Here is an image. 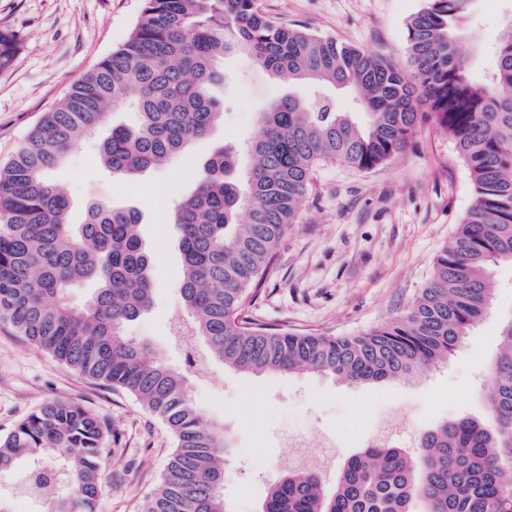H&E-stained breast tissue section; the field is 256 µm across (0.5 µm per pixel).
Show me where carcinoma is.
I'll use <instances>...</instances> for the list:
<instances>
[{"label":"carcinoma","mask_w":512,"mask_h":512,"mask_svg":"<svg viewBox=\"0 0 512 512\" xmlns=\"http://www.w3.org/2000/svg\"><path fill=\"white\" fill-rule=\"evenodd\" d=\"M469 0H425L407 21L409 69L333 38L281 24L255 0H145L129 39L43 113L0 166V321L55 362L121 388L155 414L174 440L141 512H228L223 429L204 417L185 375L125 326L153 304L152 259L134 208L97 203L83 223L50 178L80 138L138 92L139 123L117 125L99 146L104 167L130 177L185 154L223 121L212 94L215 61L245 57L276 78L305 84L259 115L250 164L220 151L174 209L183 273L178 288L191 335L206 356L243 373L318 371L350 383L403 380L446 361L486 314L491 273L512 264V21L493 48L484 81L459 50ZM19 49L0 32V70ZM344 90L352 113L328 90ZM425 107L456 145L474 200L436 255L432 275L394 322L351 336L294 333L242 311L261 285L276 247L295 222L313 170L337 162L373 169L407 147ZM91 283L82 307L71 289ZM485 394L489 419L462 418L427 429L412 454L393 444L349 456L334 481L293 470L269 487L262 512H512V320L502 326ZM110 426L95 411L54 400L0 436V471L40 497L53 482L54 512H98L103 444Z\"/></svg>","instance_id":"obj_1"}]
</instances>
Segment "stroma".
<instances>
[{"mask_svg":"<svg viewBox=\"0 0 512 512\" xmlns=\"http://www.w3.org/2000/svg\"><path fill=\"white\" fill-rule=\"evenodd\" d=\"M273 20L357 46L382 60L408 65L407 21L424 0H255ZM143 0H0V31L21 44L12 66L0 71V164L7 162L42 113L55 107L84 76L122 46L138 23ZM512 16V0H472L466 27L485 48ZM232 73L215 85L224 122L194 140L186 158L125 180L107 172L97 146L113 126L136 124L132 108L110 113L106 124L78 142L51 177L71 199V221L88 205L109 202L142 215L141 235L153 254L154 302L126 327L129 337L164 352L184 369L186 350L199 339L174 341L170 325L185 313L178 283L182 258L172 208L193 191L214 152L255 137L258 115L287 93L235 57L218 63ZM474 199L469 172L454 143L433 121L421 122L407 148L371 170L325 163L294 224L276 249L262 286L245 309L259 323L293 332L350 336L396 319L429 280L436 254L454 234ZM492 306L448 361L383 385L350 384L319 372L243 374L210 363L189 373V393L204 415L223 428L232 448L224 472L230 512H260L270 484L294 469L287 437L331 436L334 464L359 452L387 415L394 442L413 449L417 433L462 417H483L487 365L499 328L512 318V266L492 271ZM68 400L99 413L111 433L100 512H139L156 487L173 438L154 414L128 393L100 385L54 362L0 322V436L51 400Z\"/></svg>","mask_w":512,"mask_h":512,"instance_id":"stroma-1","label":"stroma"}]
</instances>
